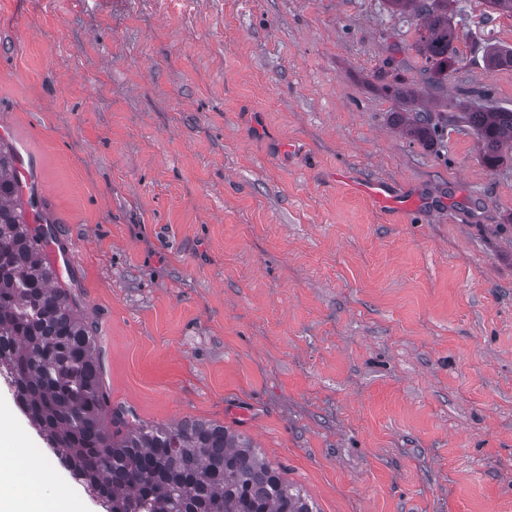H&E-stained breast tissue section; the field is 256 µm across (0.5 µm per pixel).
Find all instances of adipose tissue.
Here are the masks:
<instances>
[{"label": "adipose tissue", "instance_id": "1", "mask_svg": "<svg viewBox=\"0 0 512 512\" xmlns=\"http://www.w3.org/2000/svg\"><path fill=\"white\" fill-rule=\"evenodd\" d=\"M49 460L20 447L9 414L0 411V512H81L82 498L69 484L47 492Z\"/></svg>", "mask_w": 512, "mask_h": 512}]
</instances>
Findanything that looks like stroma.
<instances>
[{
    "mask_svg": "<svg viewBox=\"0 0 512 512\" xmlns=\"http://www.w3.org/2000/svg\"><path fill=\"white\" fill-rule=\"evenodd\" d=\"M460 7L441 97L511 109L512 17ZM416 38L380 0H0V117L112 405L230 427L318 512H512V155L400 133ZM15 154V167L18 172V178L21 183V199L25 201L29 197V188L34 185L36 191L39 188V176L37 170L33 167L31 162L25 159L23 154L16 147L13 148Z\"/></svg>",
    "mask_w": 512,
    "mask_h": 512,
    "instance_id": "obj_1",
    "label": "stroma"
}]
</instances>
